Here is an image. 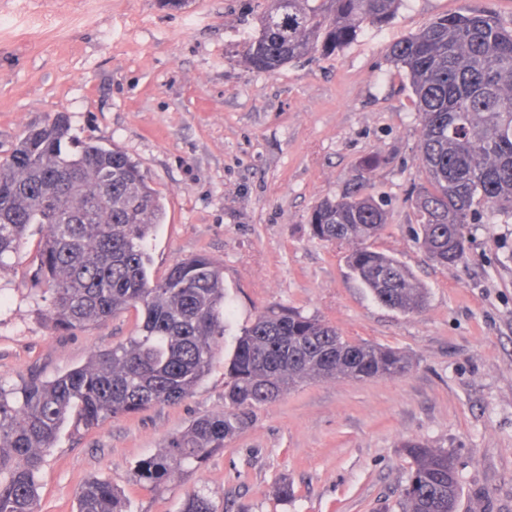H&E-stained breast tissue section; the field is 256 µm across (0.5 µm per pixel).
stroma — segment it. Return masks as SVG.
<instances>
[{
  "label": "stroma",
  "mask_w": 512,
  "mask_h": 512,
  "mask_svg": "<svg viewBox=\"0 0 512 512\" xmlns=\"http://www.w3.org/2000/svg\"><path fill=\"white\" fill-rule=\"evenodd\" d=\"M266 0H0V144L58 112L83 141L137 161L166 206L148 246L154 275L204 254L224 272V349L181 403L67 423L39 475L40 512H76L75 493L102 478L132 512H181L189 493L217 512H400L421 440L452 452L457 512H512V219L466 230L456 264L418 243L420 120L392 45L435 18L488 10L512 28V0H403L335 53L272 73L245 62ZM383 203L375 250L408 266L424 308L381 305L351 274L353 246L313 236L308 218L353 185ZM36 239L0 271V382L52 379L132 335L134 311L62 333L30 282ZM281 306L352 341L407 354L403 375L310 381L241 413L223 450L158 490L131 483L142 458L197 418L221 415L237 337ZM290 485L293 494L281 496Z\"/></svg>",
  "instance_id": "stroma-1"
}]
</instances>
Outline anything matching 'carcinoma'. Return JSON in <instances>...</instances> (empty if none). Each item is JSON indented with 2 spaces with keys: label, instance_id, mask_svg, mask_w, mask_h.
<instances>
[{
  "label": "carcinoma",
  "instance_id": "1",
  "mask_svg": "<svg viewBox=\"0 0 512 512\" xmlns=\"http://www.w3.org/2000/svg\"><path fill=\"white\" fill-rule=\"evenodd\" d=\"M246 62L274 72L306 55H329L366 25H382L401 0H266ZM421 122L416 197L418 239L441 266L460 261L476 207L488 223L512 218V29L488 11L442 16L393 45ZM166 207L138 162L116 147L79 142L57 112L0 149V270L20 254L32 227L40 239L33 283L50 293L55 330L68 332L134 310V335L52 380L0 382V512H39L38 475L69 420L87 428L158 404L177 405L208 373L224 344V273L209 257L174 263L150 277L148 240ZM313 235L356 244L348 265L374 298L402 313L425 305V288L397 259L367 245L387 224L382 206L356 185L325 199L309 218ZM411 366L399 351L345 339L336 327L291 308L260 314L237 338L224 398L234 408L272 403L314 380L394 377ZM242 421L200 417L139 460L131 482L156 490L201 464ZM412 465L402 512H456L460 475L448 450L405 445ZM77 512H128L108 480L76 492ZM183 512H217L204 493Z\"/></svg>",
  "mask_w": 512,
  "mask_h": 512
}]
</instances>
